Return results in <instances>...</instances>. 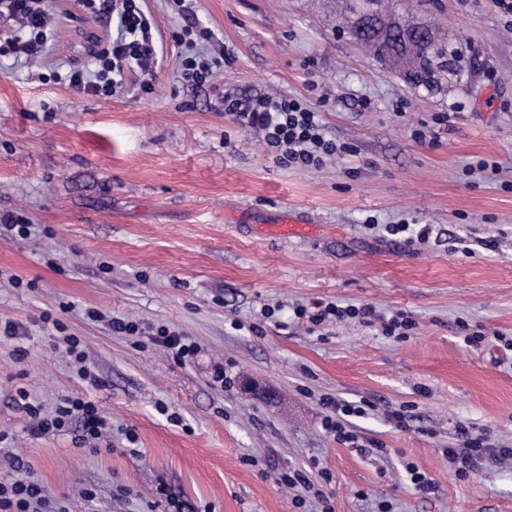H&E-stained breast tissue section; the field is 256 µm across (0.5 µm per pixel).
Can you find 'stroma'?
<instances>
[{
	"label": "stroma",
	"mask_w": 512,
	"mask_h": 512,
	"mask_svg": "<svg viewBox=\"0 0 512 512\" xmlns=\"http://www.w3.org/2000/svg\"><path fill=\"white\" fill-rule=\"evenodd\" d=\"M418 2L413 18L455 69L414 88L351 42L350 0H192L208 51L228 55L221 89L322 112L345 151L318 170L277 166L210 87L183 82L174 0H141L161 61L148 90L135 72L106 100L53 79L116 33L81 0H55L45 58L0 57V214L30 223L24 236L0 227V324L21 326L0 335V457L65 512H169L161 485L186 512H320L276 485L295 469L332 512H512V459L461 479L443 454L463 429L512 448V14L500 0ZM285 214L304 234L272 233ZM388 224L432 234L409 243ZM316 301L368 304L378 320L295 318ZM398 311L415 328L384 335ZM111 317L167 327L199 353L178 364L148 334L112 333ZM469 329L484 341L465 344ZM66 335L97 386L77 376ZM21 388L47 411L86 397L112 430L94 448L76 444V423L33 438ZM330 397L370 403L357 445L324 430ZM411 466L433 490L415 488ZM18 471L1 465L0 482Z\"/></svg>",
	"instance_id": "1"
}]
</instances>
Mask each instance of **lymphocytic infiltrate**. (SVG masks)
<instances>
[{
	"mask_svg": "<svg viewBox=\"0 0 512 512\" xmlns=\"http://www.w3.org/2000/svg\"><path fill=\"white\" fill-rule=\"evenodd\" d=\"M9 16L20 18L22 30L5 48V55L34 57L45 51L52 25L49 0H0ZM110 8L116 15L117 35L108 50L93 57L86 65L67 69L59 79L76 94L111 98L121 87L126 72L152 74L157 64L152 23L140 6V0H111ZM187 22L177 40L190 48L189 56L181 60L182 79L194 86L212 85L221 66L218 59L196 52L198 40L210 39L207 29L198 28L189 20L188 7H181ZM220 102L225 115L237 125L257 131L275 163L285 168L318 169L327 159L335 157L341 148L327 137L321 112L303 100L281 93L256 97L224 94ZM297 319L319 325L328 318H349L371 323L375 310L371 305L342 307L333 303H314L312 307L299 306L294 310ZM17 395L30 419L33 437L67 428L72 420H80L78 444L101 439L110 431L111 424L93 401L69 395L62 396L52 412H43L41 406L30 402L25 389ZM325 431L343 443H356L358 436L350 420L365 414L364 406L346 400L330 399L325 403ZM462 445L448 448V463L459 476H468L485 457L512 458V448H488L479 436L462 433ZM51 504L44 488L37 482L16 479L0 482V512H45Z\"/></svg>",
	"mask_w": 512,
	"mask_h": 512,
	"instance_id": "lymphocytic-infiltrate-1",
	"label": "lymphocytic infiltrate"
}]
</instances>
